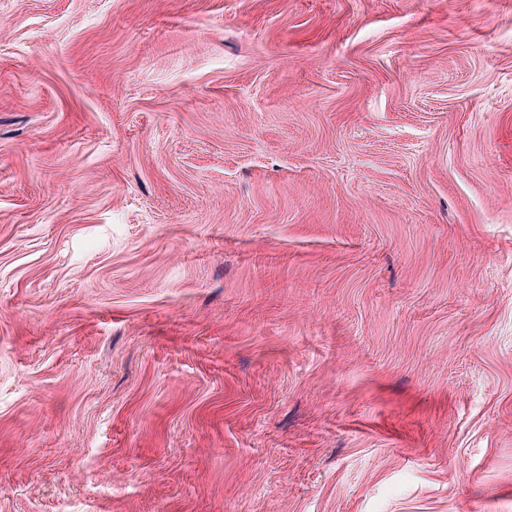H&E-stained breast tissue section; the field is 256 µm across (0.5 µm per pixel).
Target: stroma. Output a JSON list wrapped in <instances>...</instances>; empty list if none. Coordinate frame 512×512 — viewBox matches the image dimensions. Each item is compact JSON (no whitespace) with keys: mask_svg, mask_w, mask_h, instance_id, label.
Masks as SVG:
<instances>
[{"mask_svg":"<svg viewBox=\"0 0 512 512\" xmlns=\"http://www.w3.org/2000/svg\"><path fill=\"white\" fill-rule=\"evenodd\" d=\"M0 512H512V0H0Z\"/></svg>","mask_w":512,"mask_h":512,"instance_id":"obj_1","label":"stroma"}]
</instances>
